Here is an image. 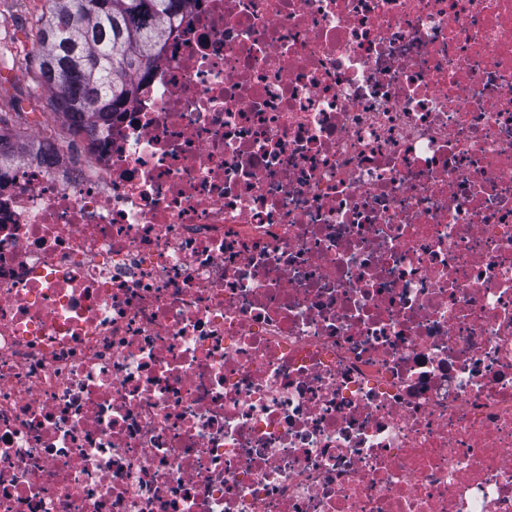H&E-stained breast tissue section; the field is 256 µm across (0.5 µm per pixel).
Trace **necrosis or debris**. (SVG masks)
<instances>
[{
  "mask_svg": "<svg viewBox=\"0 0 512 512\" xmlns=\"http://www.w3.org/2000/svg\"><path fill=\"white\" fill-rule=\"evenodd\" d=\"M140 83L0 138V512H512V0H193Z\"/></svg>",
  "mask_w": 512,
  "mask_h": 512,
  "instance_id": "necrosis-or-debris-1",
  "label": "necrosis or debris"
}]
</instances>
